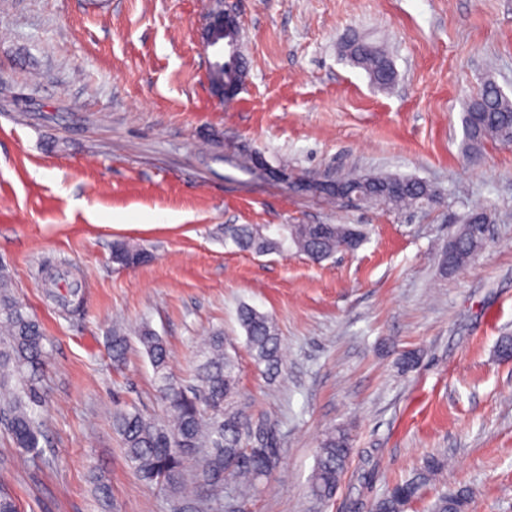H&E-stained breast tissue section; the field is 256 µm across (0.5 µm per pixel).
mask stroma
Masks as SVG:
<instances>
[{
    "instance_id": "35a3bbf8",
    "label": "stroma",
    "mask_w": 512,
    "mask_h": 512,
    "mask_svg": "<svg viewBox=\"0 0 512 512\" xmlns=\"http://www.w3.org/2000/svg\"><path fill=\"white\" fill-rule=\"evenodd\" d=\"M213 0H0V265L45 332L41 455L0 424V484L21 512H371L443 453L426 495L472 488L470 512H512V147L464 151L463 113L487 78L512 96V0H237L243 89L219 102L200 27ZM385 40L396 81L374 87L342 37ZM261 153L271 173L248 168ZM353 168L439 194L397 212L303 183ZM491 218L482 250L443 272L465 214ZM228 224H356L354 252L315 264L224 241ZM144 248L122 267L112 243ZM82 286V309L55 295ZM270 315L284 367L266 379L241 305ZM149 326L168 370L197 384L202 342L224 332L238 405L280 438L279 469L250 495L192 499L140 481L113 429L136 407L162 424L153 367L113 327ZM417 362L404 370L400 352ZM349 433L336 495L310 492L320 441ZM106 483L109 499L96 492Z\"/></svg>"
}]
</instances>
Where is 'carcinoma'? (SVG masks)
Segmentation results:
<instances>
[{
  "label": "carcinoma",
  "instance_id": "obj_1",
  "mask_svg": "<svg viewBox=\"0 0 512 512\" xmlns=\"http://www.w3.org/2000/svg\"><path fill=\"white\" fill-rule=\"evenodd\" d=\"M345 59L364 69L372 84L388 88L396 74L386 50L357 37L343 44ZM244 58L237 66L224 70L218 64L209 70V81H230L246 73ZM467 146L474 157L488 142L512 146V99L498 91L488 80L479 96L471 99L463 116ZM350 194L365 191L372 206L385 210L427 208L437 202V194L429 185L399 174L383 178L352 172L332 180V186L320 193L330 198L336 191ZM488 221L486 213L475 209L463 220L456 236L459 248L453 255L443 250V271L466 265L483 247L485 238L479 225ZM224 238L241 251L272 250L286 253L292 248L320 263L342 251L357 250L366 238L363 228L349 224H287L283 236L274 237L254 224L224 226ZM148 253L126 241L112 247V261L133 267L144 263ZM80 290L72 285L58 293L64 308L80 310ZM240 325L246 333V344L257 366L266 377H277L283 368L282 344L272 317L243 305L239 309ZM0 414L7 421L14 444L27 453L39 446L38 373L45 363V336L36 316L16 296L9 272L0 266ZM149 357L158 388L167 403L169 424L158 426L136 410L118 413L113 426L119 435L125 455L136 477L145 482L156 476L176 492L185 490L183 473L191 462L197 463L194 488L218 492L227 487L239 494L256 489L257 483L271 476L280 466L277 436L267 423H253L251 415L234 405L237 389V364L224 349V333L217 330L209 336L203 360L198 365L197 389L189 397L174 381L167 369V348L162 338L148 327L137 332ZM128 335L121 329L112 331V362L124 365ZM351 454L349 435L330 431L322 439L317 463L311 479V492L319 499L335 496ZM448 457L432 455L409 478L396 483L371 507V512H406L407 507L422 496L424 488L443 473ZM472 493L461 491L442 494L428 506L429 512H468Z\"/></svg>",
  "mask_w": 512,
  "mask_h": 512
}]
</instances>
